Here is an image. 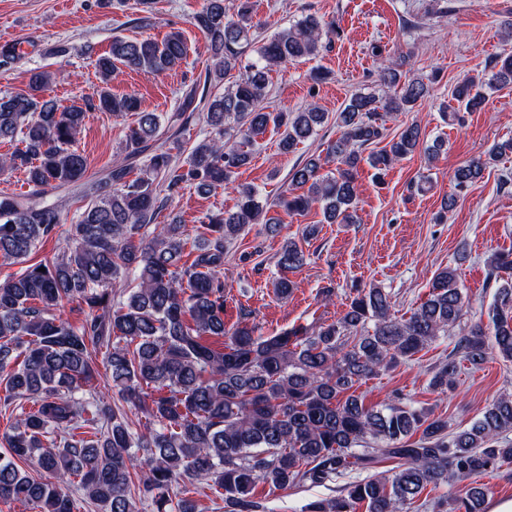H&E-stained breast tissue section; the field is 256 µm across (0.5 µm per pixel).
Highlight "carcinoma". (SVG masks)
Returning <instances> with one entry per match:
<instances>
[{
	"label": "carcinoma",
	"mask_w": 512,
	"mask_h": 512,
	"mask_svg": "<svg viewBox=\"0 0 512 512\" xmlns=\"http://www.w3.org/2000/svg\"><path fill=\"white\" fill-rule=\"evenodd\" d=\"M192 24L206 37L213 68L164 117L141 109L132 93L113 95L112 75L119 64L150 74L179 68L187 57L179 31L160 42L113 38L95 61L100 90L83 106L45 98L52 74L38 68L30 70L26 90L0 97V140L21 143L0 155V171L23 172L29 186L23 196L0 194V259L23 265L0 280V408L13 418L0 437V503L74 512L82 500L104 512H139L131 493L136 474L154 512H197L192 500L173 495L199 479L213 483L224 512H258L263 504L253 495L259 485L272 494L300 484L325 486L372 468L381 453L392 468L311 501L304 512H356L360 504L365 512H408L429 485L511 464V394L494 400L469 427L450 432L447 421L408 399L369 407L351 389L441 338L455 343L431 378L435 391L453 388L459 359L478 365L495 355L512 362V252L488 261L496 289L486 326L462 327L465 297L455 266L436 273L429 297L406 318L392 316L390 293L371 286L355 289L330 323L265 336L246 323L228 328L224 322V255L242 231L261 224L275 236L281 225L272 209L302 216L316 204L327 223L353 224L361 163L380 180L419 148L430 160L439 154V144L423 146L412 123L363 156L386 138L382 113L411 111L429 86L402 79L400 63L381 59L383 94H356L336 113L341 136L328 153L336 173L319 174L321 157L311 155L293 168L288 193L270 204L257 187L236 183L239 169L251 163L254 136L270 126L283 129L279 150L287 154L328 120L313 104L297 112L269 105L271 73L289 60L316 57L338 26L309 14L275 33L257 49V59L243 65L251 31L261 26L249 0H203ZM233 70L224 92H209ZM506 84H512V53L496 58L487 77L458 82L457 107L442 111L458 123ZM95 107L130 112L136 120L125 135L123 160L90 186L78 136ZM194 121L208 132L187 149L181 136ZM509 153L512 139L471 158L455 170V184H473ZM137 167L139 176L130 178ZM185 183L204 194L236 193L234 210L208 216L209 237L194 246L189 264L183 262L184 225L156 223ZM303 187L307 191L294 193ZM59 191L89 202L72 218L63 250L30 264L38 245L63 223L61 205L51 200ZM305 261L296 240L283 243L277 294L291 292L287 273ZM66 300L86 306L83 322L73 325L57 314ZM99 356L140 428L124 408L86 392ZM21 462L36 465L38 476ZM489 493L472 486L432 509L484 512Z\"/></svg>",
	"instance_id": "carcinoma-1"
}]
</instances>
